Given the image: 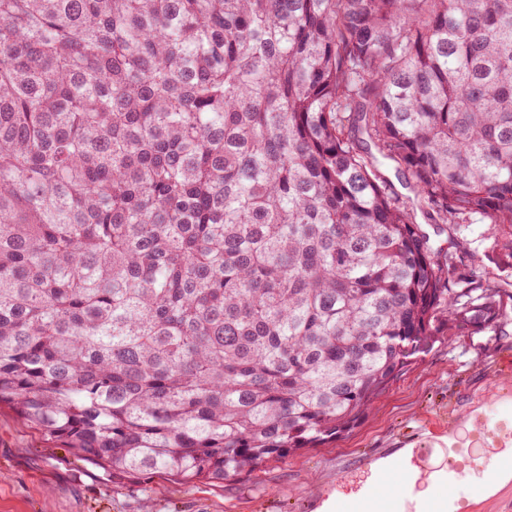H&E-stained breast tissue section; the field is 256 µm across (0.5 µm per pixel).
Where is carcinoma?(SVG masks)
Returning a JSON list of instances; mask_svg holds the SVG:
<instances>
[{
	"label": "carcinoma",
	"instance_id": "obj_1",
	"mask_svg": "<svg viewBox=\"0 0 512 512\" xmlns=\"http://www.w3.org/2000/svg\"><path fill=\"white\" fill-rule=\"evenodd\" d=\"M510 273L512 0H0V407L76 456L317 448ZM418 222L422 228L429 233L433 249L438 252L439 257L448 254V226L445 224H434L433 216L418 213ZM487 223H488V221L477 222L476 224H473L471 226L473 231L464 232L462 235L463 237L465 236L464 238L467 239L468 240L467 243H469L464 246H466L469 250H471V252H475V254H476L475 255L476 256L475 257V266L477 268H479L483 265V263L480 262L481 259L485 264H489L487 259L483 256L482 251H483L484 245H480V242H478V240L480 239L479 235L481 233L485 232L487 234L488 232H491V228H493V225L487 224Z\"/></svg>",
	"mask_w": 512,
	"mask_h": 512
}]
</instances>
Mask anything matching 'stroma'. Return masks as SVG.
<instances>
[{
    "label": "stroma",
    "instance_id": "stroma-1",
    "mask_svg": "<svg viewBox=\"0 0 512 512\" xmlns=\"http://www.w3.org/2000/svg\"><path fill=\"white\" fill-rule=\"evenodd\" d=\"M512 384V319L435 343L349 433L221 483L138 479L75 457L0 410V512H316L337 486L353 489L374 460L416 448L449 412L471 414L494 383Z\"/></svg>",
    "mask_w": 512,
    "mask_h": 512
}]
</instances>
